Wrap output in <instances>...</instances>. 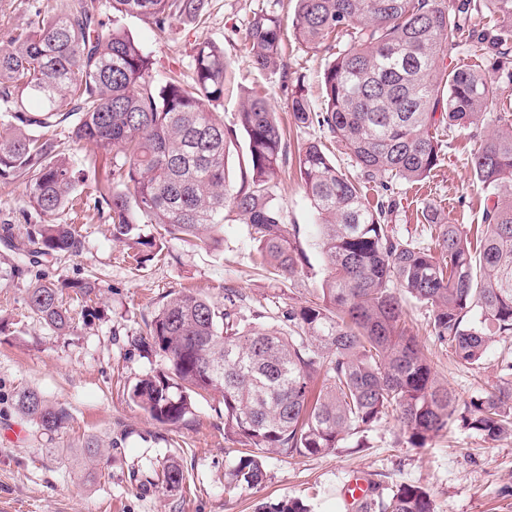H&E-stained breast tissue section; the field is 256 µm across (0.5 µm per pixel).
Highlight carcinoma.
<instances>
[{
	"label": "carcinoma",
	"instance_id": "obj_1",
	"mask_svg": "<svg viewBox=\"0 0 512 512\" xmlns=\"http://www.w3.org/2000/svg\"><path fill=\"white\" fill-rule=\"evenodd\" d=\"M207 7L208 0H112L110 21L98 0L35 8L29 26L11 34V48L0 50V184L24 182L29 207L48 219L89 186L113 239L145 248L139 264L159 248L157 233L219 244L224 224H245L262 263L291 278L309 259L274 190L288 151L267 95L246 91L226 124L217 112L224 46L197 42L190 79L173 72L155 80L151 56L121 24L141 17L165 33L176 21H202ZM483 8L497 23L472 31V42L493 53V70L444 66L472 11ZM292 28L302 48L332 52L318 110L288 82L275 14L254 15L245 46L255 68L280 74L296 127L328 131L356 170L342 173L318 142L295 156L327 276L316 300L288 309L286 332L241 326L233 291L222 309L191 292L168 294L138 339L165 368L129 388L136 405L170 426L192 413V397H221L224 438L243 445L229 482L240 491L263 482L265 454L329 453L390 414L415 448L453 422L491 441L512 436V385L459 404L406 320L411 302L431 308L435 336L471 368L495 337L512 335V116L493 113L497 85L512 80V0H296ZM487 114L495 129L482 136L472 125ZM64 122L86 150L80 161L39 133ZM455 130L480 139L470 155L486 202L480 237L472 244L430 205L422 216L436 233L431 249L395 235L389 221L400 204L397 183L428 178L442 160L439 132ZM240 132L247 150L234 185L226 170ZM26 239L34 267L82 247L75 226L51 221L27 229ZM63 288L37 281L26 289L28 307L59 332L72 327ZM15 409L50 440L70 419L30 389L17 393ZM185 481L179 464L163 468V487ZM356 512L435 510L423 487L401 484L386 498L365 497Z\"/></svg>",
	"mask_w": 512,
	"mask_h": 512
}]
</instances>
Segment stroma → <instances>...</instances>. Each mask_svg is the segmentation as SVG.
Masks as SVG:
<instances>
[{"mask_svg": "<svg viewBox=\"0 0 512 512\" xmlns=\"http://www.w3.org/2000/svg\"><path fill=\"white\" fill-rule=\"evenodd\" d=\"M263 9L278 15L286 31L288 70L301 80L312 105L321 107V75L332 56L295 44L289 33L294 0H210L203 24L177 23L163 34L139 18H126L124 25L152 56L158 79L171 70L187 71L196 41L220 43L228 62L225 120H232L244 90L260 88L287 121L288 96L279 76L255 70L245 54L246 30L254 12ZM446 142L444 159L429 179L400 184L402 205L391 222L398 236L429 238L422 210L433 200L453 223L468 230L480 225L484 198L472 184L468 164L475 141L465 130L449 133ZM276 192L288 223L300 225V244L310 260L304 273L289 280L259 269L243 224L225 225L218 246L167 240L161 256L141 267L132 259L135 245L113 240L107 216L93 210L78 219L68 210L58 215V222L75 224L82 249L47 260L40 274L18 275L22 255L0 246V512H258L288 499L302 500L310 512H355L343 489L357 474L378 483L385 496L404 483L421 486L435 512H512V438L490 441L451 425L427 447L416 448L397 419L387 416L351 436L346 450L292 463L266 455L263 483L239 496L226 491L238 445L224 437L222 402L196 399L188 420L173 428L151 419L129 398L128 385L165 364L163 356L141 350L136 340L167 293L188 289L220 305L231 289L240 297L242 325L282 329L290 307L314 298L326 275L313 233L316 216L293 174L278 175ZM40 221L27 204L24 185H0V224L20 228ZM39 275L50 282L96 278V312L86 316L73 306V329L50 328L25 301ZM408 315L437 380L459 402L484 397L502 384L501 362L512 358V336L497 337L483 365L468 369L436 339L425 306L411 304ZM24 389L68 409L71 418L54 440L14 409V396ZM90 438L102 450L93 461L80 450ZM50 445L57 454H47ZM148 458L177 461L187 475L183 489L141 486V464Z\"/></svg>", "mask_w": 512, "mask_h": 512, "instance_id": "stroma-1", "label": "stroma"}]
</instances>
